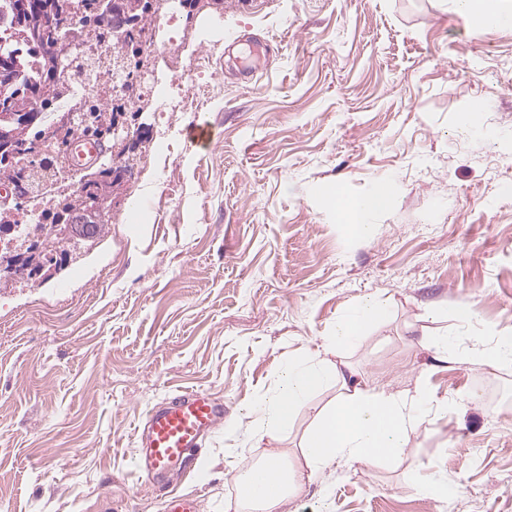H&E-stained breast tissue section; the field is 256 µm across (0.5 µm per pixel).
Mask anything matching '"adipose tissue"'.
Instances as JSON below:
<instances>
[{"label": "adipose tissue", "mask_w": 512, "mask_h": 512, "mask_svg": "<svg viewBox=\"0 0 512 512\" xmlns=\"http://www.w3.org/2000/svg\"><path fill=\"white\" fill-rule=\"evenodd\" d=\"M456 3L480 32L488 33L503 23H512V0ZM394 199V187L388 182L376 184L361 198L351 199L339 193L332 197L337 216L344 218L351 235L359 240L374 235L373 225L366 221L367 214L390 207ZM388 315L385 303L375 299L364 301L337 322L325 355L294 360L284 366L274 388L249 413L251 436L261 439L276 432L288 433L300 412L313 409V396L333 386L337 389L333 403L314 409L316 422L301 447L303 468L316 475L339 461H402L409 436L422 420L420 405L435 402L432 393L422 386L414 398L408 399L380 389L360 388L349 382L331 359L337 349L355 344L367 326L384 322ZM438 405L443 410L448 407L444 401ZM298 471L279 455H270L246 472L237 488L238 498L249 512H278L289 490L300 486Z\"/></svg>", "instance_id": "ef3b65f1"}]
</instances>
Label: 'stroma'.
<instances>
[{"label":"stroma","mask_w":512,"mask_h":512,"mask_svg":"<svg viewBox=\"0 0 512 512\" xmlns=\"http://www.w3.org/2000/svg\"><path fill=\"white\" fill-rule=\"evenodd\" d=\"M161 39L203 57L175 88L201 111L128 114L166 149L115 188L108 234L51 280L0 288V512H163L165 488L201 512H245L238 475L273 449L299 456L314 413L259 441L228 424L367 298L390 315L337 351L341 370L367 389L422 381L479 401L426 411L400 463L303 479L280 512H512V365L464 353L445 369L431 352L443 333L512 329V27L479 32L454 0H224ZM197 121L213 150L190 146ZM381 181L395 203L359 241L331 190ZM463 305L476 312L464 326ZM189 388L223 422L152 487L136 427ZM429 462L453 495L418 492Z\"/></svg>","instance_id":"stroma-1"}]
</instances>
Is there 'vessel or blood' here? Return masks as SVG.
<instances>
[{"label": "vessel or blood", "mask_w": 512, "mask_h": 512, "mask_svg": "<svg viewBox=\"0 0 512 512\" xmlns=\"http://www.w3.org/2000/svg\"><path fill=\"white\" fill-rule=\"evenodd\" d=\"M221 419L216 401L201 390L183 392L153 408L137 432V469L149 483L160 481L204 447Z\"/></svg>", "instance_id": "b4317fda"}]
</instances>
